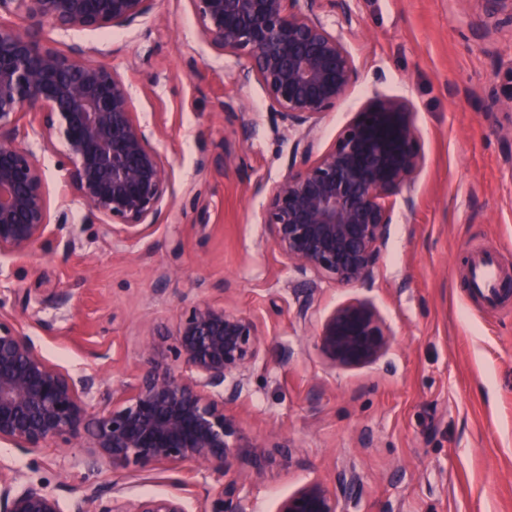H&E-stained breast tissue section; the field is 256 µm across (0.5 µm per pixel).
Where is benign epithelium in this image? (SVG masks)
<instances>
[{
  "instance_id": "obj_1",
  "label": "benign epithelium",
  "mask_w": 512,
  "mask_h": 512,
  "mask_svg": "<svg viewBox=\"0 0 512 512\" xmlns=\"http://www.w3.org/2000/svg\"><path fill=\"white\" fill-rule=\"evenodd\" d=\"M153 0H0V257H27L53 235L46 176L18 142L20 121L39 118L38 134L61 144L66 183L112 235L137 241L158 224L173 188L156 145V129L135 115L130 81L116 69L40 46L10 19L73 32L129 28L147 18ZM201 39L219 56L245 59L243 86L258 84L267 108L299 133L295 159L263 207L275 249L301 276L340 286L370 280L390 237L401 200L425 164L410 100L374 95L315 151L322 117L347 96L357 65L343 29L322 14L349 18L346 0H189ZM331 368L374 363L392 344L376 306L352 299L334 308L317 334ZM266 350V333L250 314L207 300L184 312L171 360L142 347L131 375L102 390L93 374L50 361L16 323L0 313V444L27 454L62 444L84 452L62 465L110 466L140 480L168 473L172 490L133 496L122 484L110 495L92 485L75 498L24 480L0 462V512H191V479L203 480L197 512H253L249 476L233 464L286 457L283 444L249 435L233 412L249 370ZM273 447L276 452L268 451ZM336 491L311 481L285 497L277 512H344Z\"/></svg>"
}]
</instances>
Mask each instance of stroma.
Returning <instances> with one entry per match:
<instances>
[{"label": "stroma", "mask_w": 512, "mask_h": 512, "mask_svg": "<svg viewBox=\"0 0 512 512\" xmlns=\"http://www.w3.org/2000/svg\"><path fill=\"white\" fill-rule=\"evenodd\" d=\"M342 27L358 66L346 100L326 113L319 144L373 95L408 98L425 166L414 206L396 204L371 280L321 278L307 319L302 279L275 249L260 214L288 172L294 134L269 112L258 85L240 87L242 59L202 41L189 0H154L127 29L29 35L59 51L86 48L132 84L141 121L159 132L174 194L162 223L139 242L115 236L65 186L60 149L22 135L45 171L52 244L0 260V312L44 355L108 389L128 379L140 350L166 353L196 299L258 318L267 350L234 407L245 430L288 442L287 461L251 469L255 512H276L304 483L357 478L346 512H512V297L489 308L465 287L473 252L495 250L512 275V25L486 0H349ZM233 103L225 117L223 103ZM207 169H200V161ZM164 289H157L158 278ZM371 300L393 343L379 361L330 368L318 324L338 304ZM57 448L0 445V461L71 498L86 485L164 492L108 467L61 469Z\"/></svg>", "instance_id": "stroma-1"}]
</instances>
